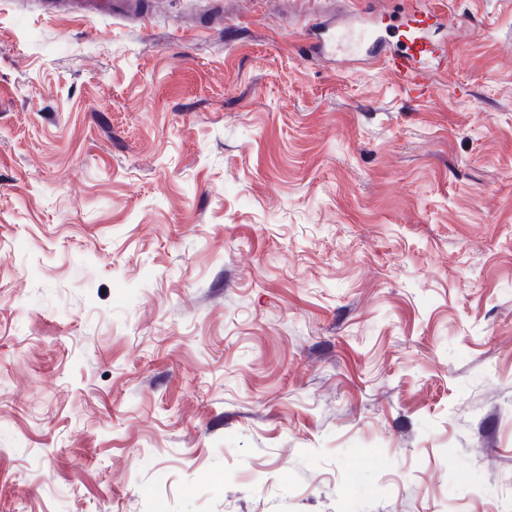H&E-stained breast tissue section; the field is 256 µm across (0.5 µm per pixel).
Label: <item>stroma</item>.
<instances>
[{"instance_id":"35a3bbf8","label":"stroma","mask_w":512,"mask_h":512,"mask_svg":"<svg viewBox=\"0 0 512 512\" xmlns=\"http://www.w3.org/2000/svg\"><path fill=\"white\" fill-rule=\"evenodd\" d=\"M0 0V512H512V0L409 93L357 0Z\"/></svg>"}]
</instances>
